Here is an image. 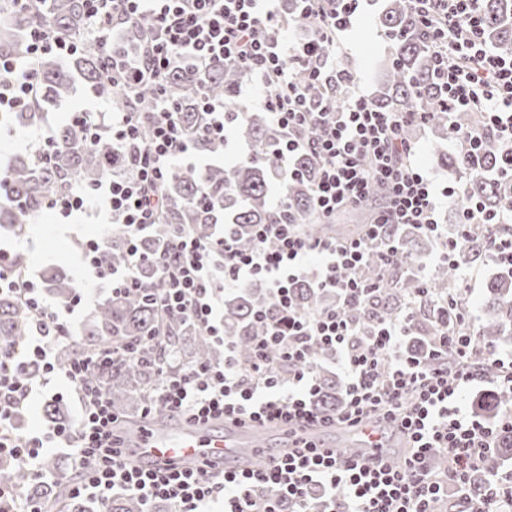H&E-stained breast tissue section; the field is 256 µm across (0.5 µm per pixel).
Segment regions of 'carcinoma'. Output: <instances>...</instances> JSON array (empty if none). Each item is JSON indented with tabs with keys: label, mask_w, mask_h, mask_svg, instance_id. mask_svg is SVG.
<instances>
[{
	"label": "carcinoma",
	"mask_w": 512,
	"mask_h": 512,
	"mask_svg": "<svg viewBox=\"0 0 512 512\" xmlns=\"http://www.w3.org/2000/svg\"><path fill=\"white\" fill-rule=\"evenodd\" d=\"M483 12L488 41L498 53L512 55V0H485ZM46 20L50 21L53 32L64 39L80 36L90 25L86 0H37L28 13L7 25L0 24V60L22 58L27 49L24 31ZM379 23L384 33L394 34L396 38L391 40L392 52L383 70V80L373 96L374 103L394 112H426L427 125L448 131L430 69V45L418 32L409 0H387L379 13ZM153 32L152 21L140 18L127 34L126 48L132 53H143L145 42ZM111 68L112 54L106 53L94 38L84 39L66 62L52 54L45 56L34 98L17 112H1L0 126L35 128L49 124L48 108L67 98L78 79L99 96L112 100L116 109L139 113L143 134L147 132L150 114L161 96L176 109L181 126L190 137L198 135L206 121L200 108V93L222 100L229 111L242 113L229 132L250 145L251 155L231 168L216 163L204 168L181 169L165 184V210L156 231L143 238L141 248L147 253L156 251L157 239L167 233L170 224H188L201 237L213 234L219 224H235L241 245L249 247V225L271 224L277 219L269 196L271 188L280 183V161L275 146L281 132L269 122L266 113L249 110L238 99L247 71L232 64L198 73L176 68L167 75L162 88L144 85L137 92L129 93L109 85L107 75ZM86 119L85 123L69 120L57 125L55 146L47 157L35 154L14 157L8 170L9 195L0 199V228L7 226L20 231L57 196L75 187L91 190L112 174L131 166L133 156L115 151L112 137L104 136L93 145L86 143L89 126L100 118L88 115ZM196 147L206 157L224 156V144L217 140L199 138ZM482 156V167L469 171L466 190L481 202L484 211L495 213L512 197V184L490 176L499 166L498 148L493 138H487ZM295 166L303 177L280 183L291 221L302 225L303 231L312 237L346 232L347 228L341 224L320 223L313 211L310 186L316 173L314 160L300 156ZM429 245L427 239L410 234L405 237L403 252L394 262L395 271L376 294V304L382 313L389 316L398 313L404 300L418 287L417 281L405 274V267L413 253ZM126 256L127 243L122 233L115 231L106 239L102 262L116 267L125 263ZM487 260L485 240L474 237L463 245L457 264L438 267L430 287L435 293L444 294L454 287L460 268L474 269ZM42 283L48 294L58 301L67 300L76 291L72 279L59 268L46 270ZM292 300L297 311L310 313L330 304L333 296L312 287L310 280L302 277L294 287ZM484 305L490 320L479 329L482 339L492 346L511 339L512 271H502L490 279ZM271 307L272 299L258 287L224 302V333L234 337L241 361L250 357V338L256 330L255 312ZM436 327L432 314L423 311L408 347L417 349ZM30 330L31 314L27 305L12 293L0 295V344H22ZM160 332L170 337L166 355L174 368L184 363H208L221 357V350L190 320L176 315L162 317L148 290L130 288L115 291L99 303L82 333V341L58 345L57 360L65 367L76 358L97 354L112 344L147 342ZM153 379V368L136 362L106 368L96 376L120 412L142 409ZM339 398L336 380L321 375L316 403L331 407ZM510 401L512 396L508 394H490L477 398L475 406L482 416L493 419ZM510 458L511 432L500 437L498 447L488 453L485 465L470 478L464 498L483 496L488 490L489 478ZM43 469L55 479L34 481L22 466L0 457V483L22 488L47 505L50 512H92L91 502L74 498L68 491L67 482L77 475L73 458L47 456ZM141 509L135 499L125 494L112 496L107 505L108 512H141Z\"/></svg>",
	"instance_id": "1"
}]
</instances>
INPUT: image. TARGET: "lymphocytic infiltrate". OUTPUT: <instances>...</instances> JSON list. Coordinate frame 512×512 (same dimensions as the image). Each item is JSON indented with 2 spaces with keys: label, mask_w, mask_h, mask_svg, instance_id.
Returning a JSON list of instances; mask_svg holds the SVG:
<instances>
[{
  "label": "lymphocytic infiltrate",
  "mask_w": 512,
  "mask_h": 512,
  "mask_svg": "<svg viewBox=\"0 0 512 512\" xmlns=\"http://www.w3.org/2000/svg\"><path fill=\"white\" fill-rule=\"evenodd\" d=\"M302 15L315 21L304 35H286L280 0H87L94 33L111 50L108 81L129 90L149 80L163 83L177 66H244L263 90L259 106L283 133L276 146L282 181L296 179L295 158L311 156L318 168L311 185L313 208L330 223L338 211L361 206L374 186L384 202L357 237L312 238L283 220L251 227L252 244L241 247L233 225L203 238L176 225L159 252L142 253L140 241L153 233L165 206L161 190L182 168L194 167L199 155L169 105L151 117L148 137L139 134L136 113L116 112L111 125H93V137L110 134L135 152L130 171L91 190L56 197L51 209L62 215L104 206L125 236L127 260L102 269L99 240L89 241L84 260L97 278L113 289L138 288L139 271L153 264L163 269L153 295L162 313L195 322L224 351L221 363L185 364L170 370L157 364V379L140 416L165 413L205 421L243 420L284 425L313 422L357 426L377 421L407 445L402 463L362 468L340 462L335 453L315 445L297 455L273 458L253 470L183 471L169 466L137 469L120 446L121 416L108 393L92 377L109 360L136 356L133 348H107L103 355L76 359L60 367L56 345L70 328L64 314L84 299L75 293L63 306L48 304L32 280L21 277L13 255L0 251V293L19 296L30 307L35 333L18 346L0 345V456L18 461L32 477L43 478V449H72L79 461L72 495L107 503L126 492L152 512L157 501L172 502L177 512H309L312 493H320L324 512H433L435 499L461 492L499 436L512 432V407L497 422L476 414L464 401L469 392L512 394V351L485 344L474 310L464 293L452 290L433 305L443 322L421 354L410 353L407 339L430 275L414 268L416 295L398 316L373 308V299L398 251L396 229L411 227L432 240L435 260H453L461 246L484 228L488 252L502 269H512V201L486 215L480 203L459 187H439L414 161L417 147L402 136L422 112H390L373 105L357 73L341 69L336 49L361 10V0H295ZM416 22L433 50V76L448 116L479 112L480 125L460 131L449 125L448 139L463 162L480 164L487 138H495L501 163L498 177L512 180V57L487 44L481 16L483 0H412ZM153 19L155 34L143 56L121 53L122 41L112 22ZM23 61L0 60V112L24 107L36 92L42 58L76 53L77 42L55 37L48 27L31 30ZM305 80H298L297 72ZM341 90L342 99L319 103L308 98V84ZM454 205L456 235L439 224L442 202ZM318 266L315 285L336 294L335 305L302 314L292 306V289ZM374 267L375 277L365 275ZM259 286L275 308L259 312L258 333L251 340L248 364H241L235 342L224 334V295ZM370 309L374 330L358 345L359 326L349 307ZM333 351L343 381L340 404L316 403L320 377L309 358L315 350ZM35 359L39 372L19 377L17 362ZM75 388L80 414L75 423H56L36 435L17 420L35 392L57 379Z\"/></svg>",
  "instance_id": "1"
}]
</instances>
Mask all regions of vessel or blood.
Instances as JSON below:
<instances>
[{
    "instance_id": "vessel-or-blood-1",
    "label": "vessel or blood",
    "mask_w": 512,
    "mask_h": 512,
    "mask_svg": "<svg viewBox=\"0 0 512 512\" xmlns=\"http://www.w3.org/2000/svg\"><path fill=\"white\" fill-rule=\"evenodd\" d=\"M277 432V427L267 425L228 421L219 429L211 422L179 423L160 417L147 425L127 424L120 436L129 449L128 461L134 466L163 467L176 462L192 469L204 462L219 466L233 460L238 468L248 469L266 457L268 439ZM349 434L357 441L353 456L367 460L369 446L378 438L373 426L353 428Z\"/></svg>"
}]
</instances>
